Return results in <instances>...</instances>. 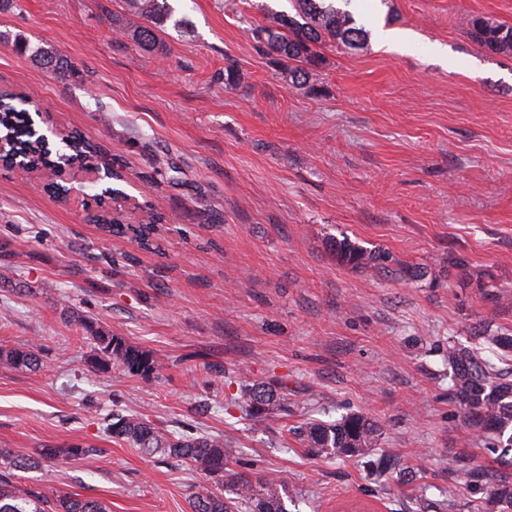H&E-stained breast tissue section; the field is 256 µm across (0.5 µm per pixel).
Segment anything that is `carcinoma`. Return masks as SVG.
Returning <instances> with one entry per match:
<instances>
[{
	"mask_svg": "<svg viewBox=\"0 0 512 512\" xmlns=\"http://www.w3.org/2000/svg\"><path fill=\"white\" fill-rule=\"evenodd\" d=\"M290 2L294 13L278 14L276 26L262 28L258 38L266 49L296 63L288 68L294 86L316 76L323 62L322 46L333 43L357 48L367 39L368 31L350 10L336 6L338 0ZM128 5L148 22L133 31L132 39L142 49L155 48L157 31L173 20L168 0H128ZM467 34L487 53H512V26L473 16L467 22ZM0 44L17 53L30 54L44 68L56 72L67 68L62 56L46 48L31 47L22 34L0 31ZM15 99L12 93L0 92V138L13 141L30 165L50 163L49 152L38 147L31 137L30 113L16 108L12 104ZM71 141L72 156H98L97 147L81 134H74ZM96 206L100 213L92 216V220L107 225L109 232L128 234L146 248L153 245L163 218L150 215L141 224H125L118 217L107 216L102 202H96ZM330 249L343 264L362 267L371 263L376 270H388L390 255L386 252H368L347 239L331 241ZM81 325L93 340L96 354L92 363L97 370H119L144 380L156 374L158 360L151 351L127 342L122 336L94 329L89 319L81 320ZM478 339L496 349L499 364L491 363L478 350L452 345L448 347V378L464 421L496 456L499 469L491 474H475L462 460L456 461V466L473 479L474 493L484 495V501L478 505L482 512H512V333L486 329ZM39 352L37 345L1 348L0 364L15 370L37 371L41 368ZM279 400L272 389L253 384L240 389L236 396L230 395L229 404L243 408L255 419L265 420ZM108 431L113 438L147 455L179 459L210 477L214 490L193 496L189 500L191 512H288L284 502L286 488L279 479L265 476L254 481L227 468L233 448L221 435L163 433L136 414L116 418ZM290 432L313 457H358L377 446L383 428L363 413L348 412L333 422L310 419ZM97 452L99 449L86 444L44 448L36 457L0 451V512H108L106 504L98 498L75 497L46 487L27 488L16 481V472L49 459H81Z\"/></svg>",
	"mask_w": 512,
	"mask_h": 512,
	"instance_id": "cac0c4a2",
	"label": "carcinoma"
}]
</instances>
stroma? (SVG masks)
<instances>
[{"label": "stroma", "mask_w": 512, "mask_h": 512, "mask_svg": "<svg viewBox=\"0 0 512 512\" xmlns=\"http://www.w3.org/2000/svg\"><path fill=\"white\" fill-rule=\"evenodd\" d=\"M181 26L132 40L126 0H10L0 31L67 59L58 74L0 45V87L48 128L81 131L124 175L129 221L165 218L160 250L91 221L104 181L63 202L0 167V346H42L39 371L0 366V449L90 444L97 455L22 472L26 486L110 512H190L212 482L113 439V417L222 435L232 471L276 473L289 512H474L487 470L450 391L448 346L512 330V55L482 51L471 16L512 25V0H352L367 30L414 33L388 52L323 47L306 86L260 48L289 0H169ZM348 238L388 272L338 262ZM418 264L420 281L400 268ZM150 350L152 380L91 363L79 318ZM254 382L284 398L258 422L225 408ZM378 420L375 450L307 455L291 427L348 412ZM395 460L385 477L372 463Z\"/></svg>", "instance_id": "obj_1"}]
</instances>
